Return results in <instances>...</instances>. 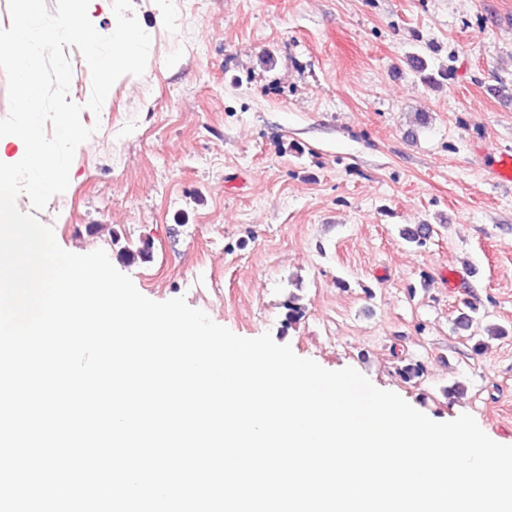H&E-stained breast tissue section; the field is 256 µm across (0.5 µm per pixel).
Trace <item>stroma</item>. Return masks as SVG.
Returning a JSON list of instances; mask_svg holds the SVG:
<instances>
[{"mask_svg":"<svg viewBox=\"0 0 512 512\" xmlns=\"http://www.w3.org/2000/svg\"><path fill=\"white\" fill-rule=\"evenodd\" d=\"M132 3L144 75L82 111L94 133L67 190L18 208L151 300L185 297L512 445V188L487 158L512 151V0ZM414 50L452 67L442 88L406 65ZM418 224L420 247L402 237ZM143 240L148 259L123 254ZM292 295L305 311L288 327ZM468 302L481 317L456 330ZM404 359L421 379H400Z\"/></svg>","mask_w":512,"mask_h":512,"instance_id":"35a3bbf8","label":"stroma"}]
</instances>
